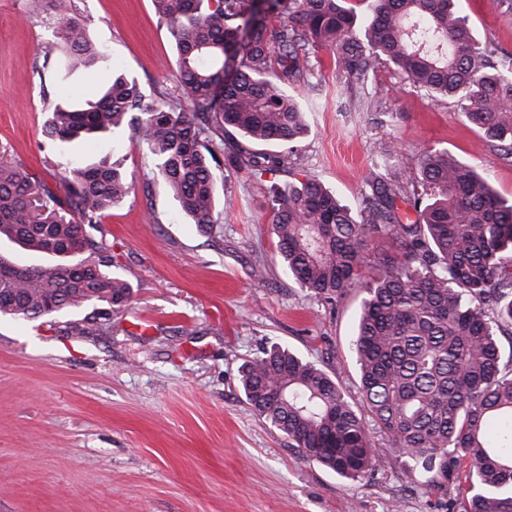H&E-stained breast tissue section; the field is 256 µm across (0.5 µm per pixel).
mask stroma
I'll use <instances>...</instances> for the list:
<instances>
[{"label":"stroma","instance_id":"obj_1","mask_svg":"<svg viewBox=\"0 0 512 512\" xmlns=\"http://www.w3.org/2000/svg\"><path fill=\"white\" fill-rule=\"evenodd\" d=\"M107 55L88 72L40 79L57 49L53 0H0V158L57 187V147L44 137L49 102L90 98L115 72L148 99L178 97L173 39L152 0H72ZM479 42L512 51L500 0H460ZM312 88L292 87L306 114L299 175L336 191L352 212L374 172L414 180L424 148L448 149L512 198V163L470 126L455 100L413 90L389 65L367 83L336 68L332 50L310 60ZM129 128L78 143L109 156L132 182L94 240L132 294L34 320L0 317V512H461L467 472L447 495L405 487L404 462L371 428L386 466L358 481L306 460L255 415L240 367L279 344L326 370L356 397L350 352L359 286L318 302L284 273L270 224L273 176L217 172L231 198L220 224L199 233Z\"/></svg>","mask_w":512,"mask_h":512}]
</instances>
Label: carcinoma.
I'll return each mask as SVG.
<instances>
[{
	"instance_id": "carcinoma-1",
	"label": "carcinoma",
	"mask_w": 512,
	"mask_h": 512,
	"mask_svg": "<svg viewBox=\"0 0 512 512\" xmlns=\"http://www.w3.org/2000/svg\"><path fill=\"white\" fill-rule=\"evenodd\" d=\"M176 50L181 95L146 101L124 74L82 103L46 110L57 144L130 126L154 160L153 178L203 233L221 222L215 170L224 157L256 174L286 173L272 185V234L282 265L307 294L332 303L363 290L351 341L362 406L398 456L407 483L448 491L462 463L477 492L464 512H512V357L497 334L512 331V199L476 169L426 148L413 187L377 176L359 213L317 180L295 178L304 115L288 86H308L301 64L321 48L361 79L390 64L412 88L454 99L465 120L512 158V54L474 37L457 0H373L359 20L347 0H152ZM63 20L62 65L91 68L104 51L86 22L55 0ZM64 195L19 163L0 160V242L55 259L17 268L0 255V315L29 319L95 301L121 305L131 285L92 238L131 183L103 158L61 163ZM416 219H402L397 202ZM389 247L368 255L371 239ZM56 309H51V306ZM245 400L302 455L353 481L381 469L362 412L333 378L285 347L259 351L241 367Z\"/></svg>"
}]
</instances>
